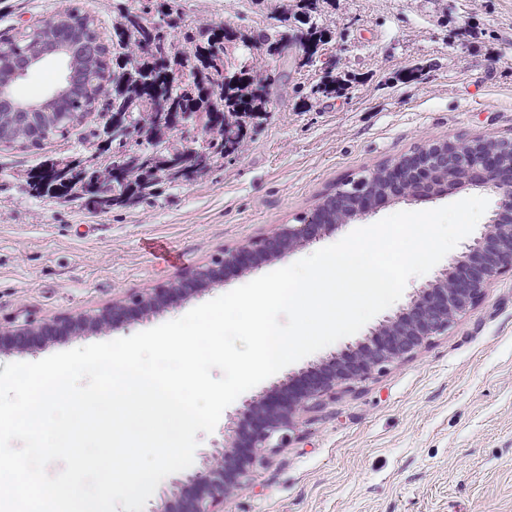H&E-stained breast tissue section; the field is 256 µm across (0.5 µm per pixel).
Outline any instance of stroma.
<instances>
[{
    "instance_id": "stroma-1",
    "label": "stroma",
    "mask_w": 512,
    "mask_h": 512,
    "mask_svg": "<svg viewBox=\"0 0 512 512\" xmlns=\"http://www.w3.org/2000/svg\"><path fill=\"white\" fill-rule=\"evenodd\" d=\"M66 0H0V32L53 18ZM175 31L225 23L258 35L319 23L315 59L299 44L257 51L270 105L242 149L193 181L160 185L149 203L108 212L32 198L27 172L81 150L0 147V319L92 315L128 291L173 280L235 246L294 224L346 179L432 138L512 137V0H176ZM347 79L326 98L312 86ZM470 188L389 202L327 232L314 249L398 211L439 208ZM291 259L266 262L142 320L32 352L0 368L129 337L185 315ZM224 512H512V272L486 288L413 359L310 408L287 447L253 469Z\"/></svg>"
}]
</instances>
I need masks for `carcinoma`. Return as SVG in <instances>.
Instances as JSON below:
<instances>
[{
    "instance_id": "carcinoma-1",
    "label": "carcinoma",
    "mask_w": 512,
    "mask_h": 512,
    "mask_svg": "<svg viewBox=\"0 0 512 512\" xmlns=\"http://www.w3.org/2000/svg\"><path fill=\"white\" fill-rule=\"evenodd\" d=\"M138 8L119 13L112 40L101 36L93 18L75 2L59 13L73 34H88L99 55L81 65L80 87L58 111L69 120L45 133L17 127L7 147L39 150L50 138L67 139L85 117L101 106L103 87L112 83V106L101 113L102 124L84 134L97 144L113 112L125 113L104 151L86 157L85 166L63 179L47 173L46 159L27 173L24 191L34 198L81 202L95 211L125 207L155 196L162 182H189L202 168L244 146L248 124L268 111L269 84L253 70L246 54L236 55L239 37L225 25L200 23L185 34L184 45L171 36L170 8L157 0H137ZM40 28L0 38V68L6 69L16 49H31L46 38ZM250 49L262 44L288 48L286 35L249 37ZM189 113L200 128L178 130L156 114Z\"/></svg>"
}]
</instances>
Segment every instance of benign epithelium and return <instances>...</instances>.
<instances>
[{
  "instance_id": "obj_1",
  "label": "benign epithelium",
  "mask_w": 512,
  "mask_h": 512,
  "mask_svg": "<svg viewBox=\"0 0 512 512\" xmlns=\"http://www.w3.org/2000/svg\"><path fill=\"white\" fill-rule=\"evenodd\" d=\"M60 20L41 25L51 33L39 50H26L13 60L9 75L0 76V102L10 104L14 119L42 128L54 118L55 103L77 84L76 67L86 41H58L52 36ZM65 61L60 82L38 100L15 95L17 83L48 61ZM472 187L497 194L498 202L479 235L461 256L423 287L409 295L394 313L370 328L346 349L290 374L254 400H244L224 423V438L199 452L201 463L172 475L149 512H221L233 493L249 485L251 469L286 447L296 419L339 388L369 379L375 371L417 356L431 341L448 334L454 319L472 309L490 282L512 271V137L473 136L462 141L430 139L393 162L357 180H347L321 198L298 224H279L262 236L226 247L174 281L130 292L124 299L91 316L61 314L38 323L28 317L0 322V353L27 350L53 332L81 335L85 328L116 326L131 311L149 314L171 307L221 280L224 273L249 271L282 259L388 200H427L447 187Z\"/></svg>"
}]
</instances>
